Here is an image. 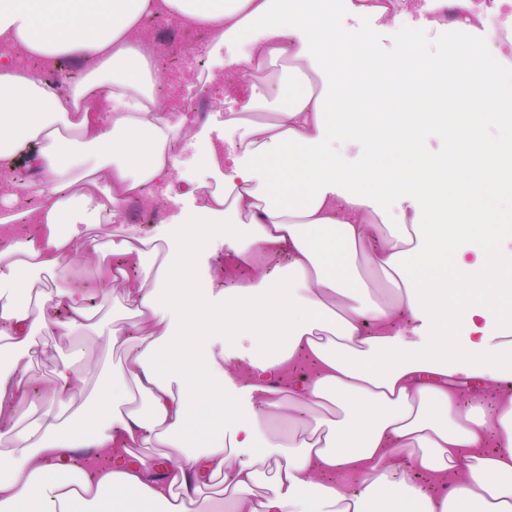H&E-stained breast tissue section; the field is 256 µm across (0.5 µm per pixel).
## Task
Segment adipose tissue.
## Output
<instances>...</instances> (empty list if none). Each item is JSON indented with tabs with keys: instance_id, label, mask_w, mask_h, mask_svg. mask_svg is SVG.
Instances as JSON below:
<instances>
[{
	"instance_id": "adipose-tissue-1",
	"label": "adipose tissue",
	"mask_w": 512,
	"mask_h": 512,
	"mask_svg": "<svg viewBox=\"0 0 512 512\" xmlns=\"http://www.w3.org/2000/svg\"><path fill=\"white\" fill-rule=\"evenodd\" d=\"M364 14L391 19L366 0H0V198L18 201L27 145L45 195L17 214L41 239L0 250V512H186L219 478L207 512H512V205L490 207L512 178V45L382 62L371 35L350 36ZM160 15L282 65L243 73L226 144L204 158L220 183L174 236L121 221L128 198L168 192L184 127L146 105L159 77L137 34ZM20 53L93 66L63 92ZM433 124L453 147L425 155ZM349 150L365 165L348 168ZM388 153L401 169L379 166ZM217 250L288 262L206 288L195 261ZM79 252L125 259L95 306L48 280ZM201 327L232 343L254 401L228 427L209 421L224 369ZM80 329L104 362L75 407L69 361L48 387L29 371L49 336ZM38 396L58 411L15 431L10 407ZM102 452L111 469L76 463Z\"/></svg>"
}]
</instances>
